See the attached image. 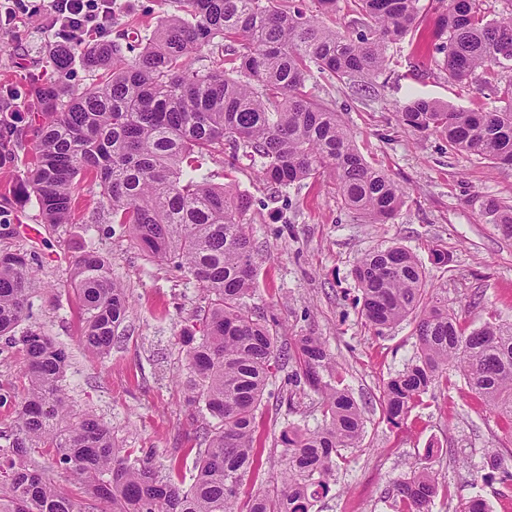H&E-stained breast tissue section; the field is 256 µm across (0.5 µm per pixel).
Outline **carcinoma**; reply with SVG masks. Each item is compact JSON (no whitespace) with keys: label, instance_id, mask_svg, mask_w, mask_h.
Returning <instances> with one entry per match:
<instances>
[{"label":"carcinoma","instance_id":"cac0c4a2","mask_svg":"<svg viewBox=\"0 0 512 512\" xmlns=\"http://www.w3.org/2000/svg\"><path fill=\"white\" fill-rule=\"evenodd\" d=\"M361 30L351 38L290 0H176L149 38L126 44L58 43L48 56L52 77L33 79L34 107L27 137L31 154L8 148L20 115L0 114V168L23 166L13 187L35 198L47 224H70L79 178L92 173L112 214L150 257L166 261L204 293L208 309L181 328L188 380L185 401L216 423L203 428L192 482L161 476L148 461L122 455L112 429L73 411L61 385L65 347L30 330L14 340L25 356L27 387L16 409L17 430L4 459L7 491L0 512H80L78 504L28 462L33 448H51L59 464L112 512H311L331 491L336 458L357 448L363 412L340 381L323 380L333 361L318 336L279 345L277 320L254 316L256 262L247 232L248 198L231 182L210 183L204 161L231 150L258 159L274 191L329 176L342 204L374 224L400 209L404 193L370 165L337 112L304 91L313 71L367 83L387 66L390 43L418 30L419 0H355ZM444 6L426 47L442 58L448 82L484 75L501 102L491 110L451 108L415 99L400 112L406 127L434 133L448 149L512 166V11L486 19L478 0H438ZM220 51L206 73L193 68L205 48ZM101 73L80 91L69 88L72 58ZM483 216L512 237V206L497 197ZM361 317L380 333L414 320L418 352L382 388L387 423L405 424L435 384L459 372L468 391L512 423V323L485 322L465 333L448 304L427 295L418 258L396 243L365 254L354 269ZM39 279L26 258L0 255V336H11L28 316ZM70 287L79 302L81 342L95 356L112 348L130 300L96 252L74 261ZM300 371L295 387L320 396L323 424L291 426L281 435V485L260 487L245 501L240 488L261 467L258 414L270 380L287 362ZM481 469L502 475L512 489V451H494ZM396 512H431L436 473L416 466L395 482Z\"/></svg>","mask_w":512,"mask_h":512}]
</instances>
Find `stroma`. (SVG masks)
<instances>
[{"label":"stroma","instance_id":"obj_1","mask_svg":"<svg viewBox=\"0 0 512 512\" xmlns=\"http://www.w3.org/2000/svg\"><path fill=\"white\" fill-rule=\"evenodd\" d=\"M175 9L174 0H112V23L100 37L115 41L133 28L151 34ZM15 12L11 25L0 27V96L12 95L14 109L27 113L30 80L50 76L46 60L58 32L47 0H22ZM417 34L389 45V68L367 89H360L355 78L320 74L307 84L315 100L338 112L366 161L405 191V202L389 223L372 224L343 208L326 177L275 195L250 160L240 159L232 170L219 159L206 167L212 184L233 180L252 199L248 232L258 275L249 304L254 313L278 318L284 326L282 343L308 332L321 336L364 412L360 446L343 450L332 490L312 512H393V483L416 462L432 465L448 488L447 496L436 498L433 512H454L460 500L475 496L491 512H512V496L481 468L488 451L512 448V427L455 374L451 387L429 391L405 426L391 427L381 406L382 385L416 355L414 325L404 321L379 334L359 314L358 260L398 243L418 256L428 289L447 299L462 328L470 331L495 320L512 323V240L486 223L481 212L488 196L512 203V167L449 153L440 137L411 131L399 120L400 109L414 98L466 109H491L496 101L482 80L449 83L440 60L419 47ZM16 175V169H0V210L7 216L0 224V253L26 255L43 283L22 330L42 332L69 351L62 385L75 411L111 427L132 459L151 460L162 476L190 484L209 418L185 402L184 354L175 335L206 310L203 293L172 265L144 254L125 229L108 223L92 176L78 182L73 222L53 227L44 224L35 201L12 197ZM435 247L447 250L448 264L434 263ZM86 251L110 261L131 303L104 357L80 344L81 318L69 288L73 262ZM22 362L19 346L0 338V448L8 447L16 430ZM297 368L292 362L277 374L259 419L263 455L256 483L267 487L281 480L282 431L322 422L318 396L288 382ZM29 462L69 494L81 512H110L107 503L69 477L50 449H32Z\"/></svg>","mask_w":512,"mask_h":512}]
</instances>
